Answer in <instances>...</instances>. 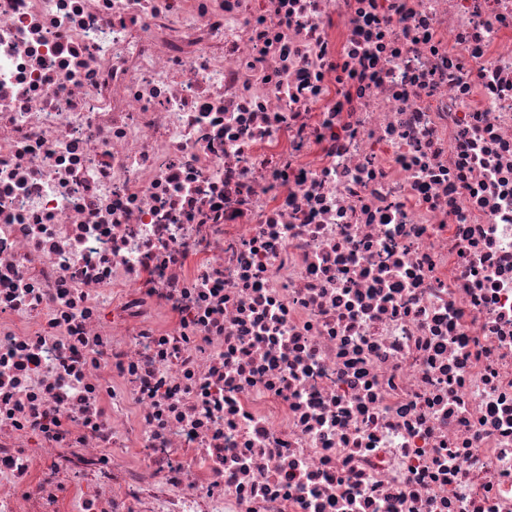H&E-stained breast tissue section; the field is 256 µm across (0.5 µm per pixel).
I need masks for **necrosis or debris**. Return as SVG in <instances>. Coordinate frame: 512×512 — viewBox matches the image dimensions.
I'll return each instance as SVG.
<instances>
[{"mask_svg":"<svg viewBox=\"0 0 512 512\" xmlns=\"http://www.w3.org/2000/svg\"><path fill=\"white\" fill-rule=\"evenodd\" d=\"M0 512H512V0H0Z\"/></svg>","mask_w":512,"mask_h":512,"instance_id":"obj_1","label":"necrosis or debris"}]
</instances>
